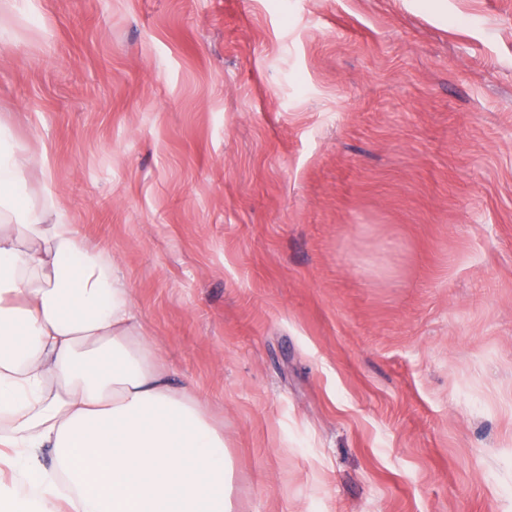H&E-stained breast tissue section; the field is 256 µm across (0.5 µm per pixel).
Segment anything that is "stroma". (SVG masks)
Returning <instances> with one entry per match:
<instances>
[{
	"label": "stroma",
	"mask_w": 512,
	"mask_h": 512,
	"mask_svg": "<svg viewBox=\"0 0 512 512\" xmlns=\"http://www.w3.org/2000/svg\"><path fill=\"white\" fill-rule=\"evenodd\" d=\"M0 121L223 422L239 512H512V0H15Z\"/></svg>",
	"instance_id": "1"
}]
</instances>
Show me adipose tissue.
Returning a JSON list of instances; mask_svg holds the SVG:
<instances>
[{
  "label": "adipose tissue",
  "instance_id": "ef3b65f1",
  "mask_svg": "<svg viewBox=\"0 0 512 512\" xmlns=\"http://www.w3.org/2000/svg\"><path fill=\"white\" fill-rule=\"evenodd\" d=\"M31 167L0 123V512H237L223 427Z\"/></svg>",
  "mask_w": 512,
  "mask_h": 512
}]
</instances>
